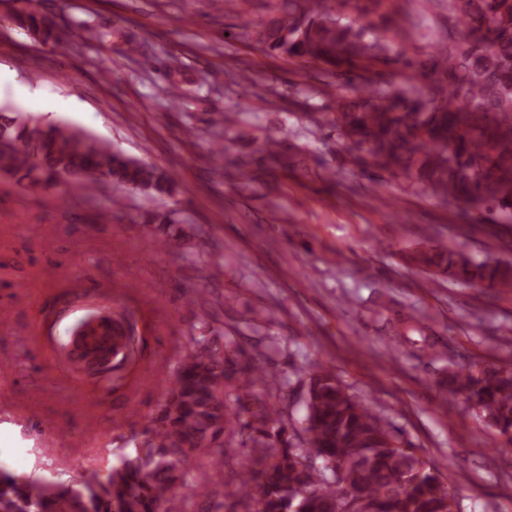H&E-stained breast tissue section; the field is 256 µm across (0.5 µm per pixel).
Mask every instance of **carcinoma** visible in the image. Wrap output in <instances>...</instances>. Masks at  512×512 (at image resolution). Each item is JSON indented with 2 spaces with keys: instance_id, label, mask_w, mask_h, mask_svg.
<instances>
[{
  "instance_id": "carcinoma-1",
  "label": "carcinoma",
  "mask_w": 512,
  "mask_h": 512,
  "mask_svg": "<svg viewBox=\"0 0 512 512\" xmlns=\"http://www.w3.org/2000/svg\"><path fill=\"white\" fill-rule=\"evenodd\" d=\"M14 20L46 43L71 42L33 9ZM296 0L255 30L268 54L313 64L334 78L336 108L329 127L360 147L369 165L390 178L416 185L446 201L489 205L512 216V0H448L457 35L431 39L418 57L392 54L391 42L363 23L353 0ZM399 63V86L374 82L381 68ZM91 163L95 173L74 181L88 196L102 180L123 192L171 194L174 180L152 165L112 150L106 143L64 124L43 126L31 116L0 123V173L18 184L37 185ZM411 265L468 288H512V262L475 260L446 245L421 244L408 252ZM202 322L184 365L175 374L144 440L123 454L102 479L36 497L18 475L0 470V512H180L174 489L197 494L188 480L194 462L207 456L219 465L224 436L237 434L239 412L249 414L250 459L239 473V493L248 512H448L451 493L391 424L350 395L332 369L310 377L304 437L284 439L285 422L271 399L281 385L260 366L224 390L233 364L230 346L219 348ZM126 354L137 353L135 325L116 326ZM266 383V397L251 385ZM448 394L470 403L485 423L512 444V367L493 362L451 363Z\"/></svg>"
}]
</instances>
